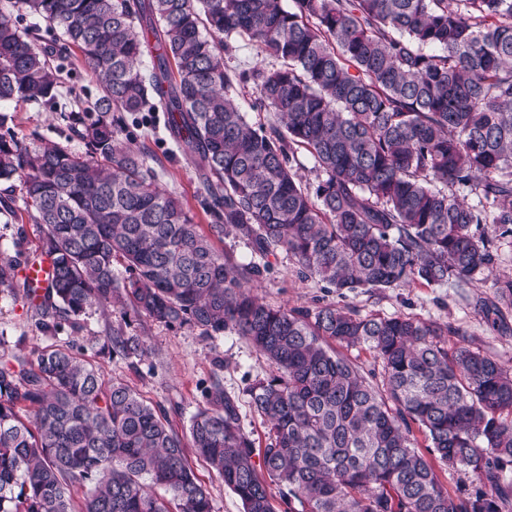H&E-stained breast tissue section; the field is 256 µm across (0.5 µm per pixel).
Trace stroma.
<instances>
[{
  "instance_id": "35a3bbf8",
  "label": "stroma",
  "mask_w": 512,
  "mask_h": 512,
  "mask_svg": "<svg viewBox=\"0 0 512 512\" xmlns=\"http://www.w3.org/2000/svg\"><path fill=\"white\" fill-rule=\"evenodd\" d=\"M8 108L18 137L26 139L37 133L65 142L68 130L59 113L22 101L9 103ZM127 131L148 148V162L157 173L159 186L181 199L196 223L206 224L198 202L199 176L187 164L182 149L169 139L163 125L152 122L148 113L142 112L128 118ZM40 237L34 212L24 203H17L12 218L0 216V257L15 256L20 250L36 254ZM214 246L238 264L259 266L261 273L253 286L258 296L271 305L313 311L341 301L335 289L302 275L286 252L263 258L232 234L215 240ZM492 298L493 291L485 284L457 288L416 282L353 293L343 301L363 316L410 315L448 325V348L466 346L512 367V323L504 328L493 325L480 306L481 301ZM122 323L128 333L144 338L151 353L145 358L119 354L99 357L106 377L127 382L146 400L164 408L172 426L181 433L186 432L202 401L203 388L220 381L225 392L239 402L243 429L258 444H265L268 425L250 408L247 390L256 379L268 375L270 367L247 341L230 331L207 338L200 329L188 325L168 327L132 311L122 314L98 306L84 316L74 337L80 344L97 347L110 326ZM0 340L9 350L29 351L43 344L44 337L33 325L23 296L0 298Z\"/></svg>"
}]
</instances>
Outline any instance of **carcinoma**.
Segmentation results:
<instances>
[{"instance_id":"cac0c4a2","label":"carcinoma","mask_w":512,"mask_h":512,"mask_svg":"<svg viewBox=\"0 0 512 512\" xmlns=\"http://www.w3.org/2000/svg\"><path fill=\"white\" fill-rule=\"evenodd\" d=\"M16 11L58 30L53 46ZM239 38L272 63L231 70ZM74 49L102 91L67 103ZM240 86L276 123L247 120ZM13 101L60 113L83 149L24 144L3 108ZM144 110L162 113L199 172L210 234L125 134V114ZM16 179L52 266L37 288L19 275L32 260L0 258V296L23 294L47 339L30 358L0 355V512H212L189 448L244 512H276L272 483L301 512H512L511 367L466 346L448 354V326L408 315L274 307L252 292L260 267L211 240L228 230L262 257L284 251L341 298L489 281L512 307V277L494 272L512 238V0H6L0 183ZM95 305L248 341L271 367L248 389L265 447L218 381L181 435L165 409L105 379L61 337ZM331 340L368 346L382 385ZM101 350L148 347L119 325ZM437 463L481 487L449 494Z\"/></svg>"}]
</instances>
